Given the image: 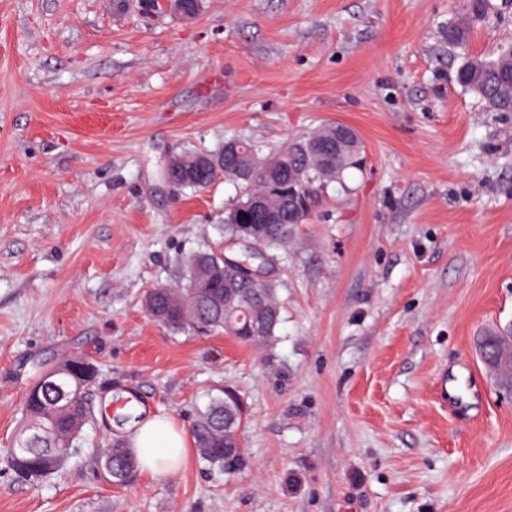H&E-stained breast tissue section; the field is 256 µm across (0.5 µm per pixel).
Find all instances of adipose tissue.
Here are the masks:
<instances>
[{"instance_id": "obj_1", "label": "adipose tissue", "mask_w": 512, "mask_h": 512, "mask_svg": "<svg viewBox=\"0 0 512 512\" xmlns=\"http://www.w3.org/2000/svg\"><path fill=\"white\" fill-rule=\"evenodd\" d=\"M131 443L142 469L156 476L176 474L187 448L184 433L157 417L134 431Z\"/></svg>"}]
</instances>
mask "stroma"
Wrapping results in <instances>:
<instances>
[{
	"label": "stroma",
	"instance_id": "1",
	"mask_svg": "<svg viewBox=\"0 0 512 512\" xmlns=\"http://www.w3.org/2000/svg\"><path fill=\"white\" fill-rule=\"evenodd\" d=\"M462 0H0V512H512V398L475 349L512 324V114L456 82L512 39V8L443 31ZM365 166L281 264L283 322L260 348L172 333L145 292L219 247L233 181L174 188L170 155L263 154L334 123ZM82 357L189 429L231 388L249 468L196 453L113 484L100 420L57 474L20 481L8 442L35 363ZM486 383L477 407L444 376Z\"/></svg>",
	"mask_w": 512,
	"mask_h": 512
}]
</instances>
